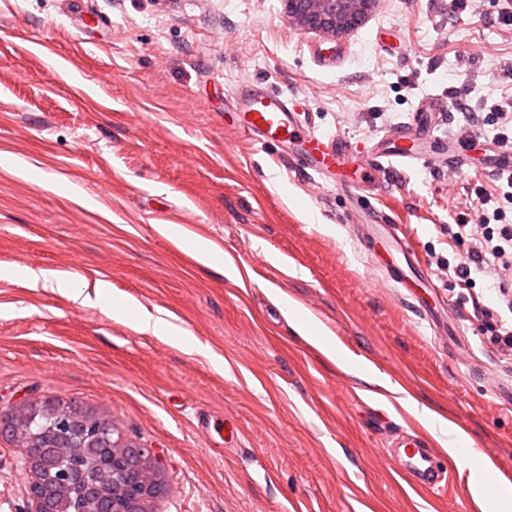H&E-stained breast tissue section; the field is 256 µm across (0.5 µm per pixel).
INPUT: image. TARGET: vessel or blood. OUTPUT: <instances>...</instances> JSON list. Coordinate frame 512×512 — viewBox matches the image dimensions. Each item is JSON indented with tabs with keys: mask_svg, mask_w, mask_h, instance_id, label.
I'll list each match as a JSON object with an SVG mask.
<instances>
[{
	"mask_svg": "<svg viewBox=\"0 0 512 512\" xmlns=\"http://www.w3.org/2000/svg\"><path fill=\"white\" fill-rule=\"evenodd\" d=\"M239 127L253 141L272 143L288 153L290 159L302 168L312 170L319 177L329 179L342 173L349 163H356L365 179L377 178L401 164L404 153L383 147L377 152L355 157L351 145L339 138H327L296 121L292 97L283 92L268 91L252 84L239 86L234 95ZM385 253H400L402 259H412L414 251L409 235L402 225L391 224L380 242ZM382 270L395 286L431 287L433 280L427 273L405 270L400 261H387ZM391 446L396 461L403 466L406 476L420 488L445 493L448 476L423 436L413 433L393 440Z\"/></svg>",
	"mask_w": 512,
	"mask_h": 512,
	"instance_id": "b4317fda",
	"label": "vessel or blood"
}]
</instances>
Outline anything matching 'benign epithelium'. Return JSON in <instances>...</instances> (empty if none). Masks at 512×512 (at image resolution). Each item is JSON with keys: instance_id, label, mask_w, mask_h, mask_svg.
Segmentation results:
<instances>
[{"instance_id": "obj_1", "label": "benign epithelium", "mask_w": 512, "mask_h": 512, "mask_svg": "<svg viewBox=\"0 0 512 512\" xmlns=\"http://www.w3.org/2000/svg\"><path fill=\"white\" fill-rule=\"evenodd\" d=\"M288 19L304 31L330 37L357 29L366 19L375 0H284ZM60 429L58 447L64 448L72 439L69 413H55ZM0 435L9 437L17 444L29 440L28 429L12 418L0 419Z\"/></svg>"}]
</instances>
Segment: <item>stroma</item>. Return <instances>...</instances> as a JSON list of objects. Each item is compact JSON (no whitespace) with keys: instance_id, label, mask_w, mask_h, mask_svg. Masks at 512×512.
Wrapping results in <instances>:
<instances>
[{"instance_id":"stroma-1","label":"stroma","mask_w":512,"mask_h":512,"mask_svg":"<svg viewBox=\"0 0 512 512\" xmlns=\"http://www.w3.org/2000/svg\"><path fill=\"white\" fill-rule=\"evenodd\" d=\"M502 0H375L332 38L292 25L283 0H0V417L24 398L75 401L123 440L156 450L151 512H482L473 474L512 484V359L490 343L506 315L490 282L461 288L454 239L483 190L512 223L496 168L493 109L512 98V25ZM300 100L316 134L381 145L428 101L441 156L349 191L236 126L241 80ZM404 225L434 288L385 279L356 212ZM180 225L186 242L172 239ZM210 240L238 275L202 264ZM29 268L110 298L79 305L33 288ZM163 317L190 353L112 313V296ZM297 308L335 348L295 330ZM382 376L368 385L353 372ZM412 398L473 441L439 462L430 497L388 454L424 431ZM23 448L0 436V512H26Z\"/></svg>"}]
</instances>
